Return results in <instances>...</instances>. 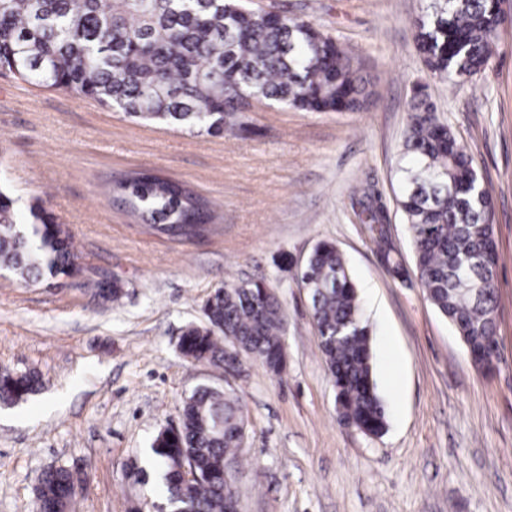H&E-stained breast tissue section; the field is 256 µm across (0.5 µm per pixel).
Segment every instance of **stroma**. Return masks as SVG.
<instances>
[{
	"instance_id": "1",
	"label": "stroma",
	"mask_w": 512,
	"mask_h": 512,
	"mask_svg": "<svg viewBox=\"0 0 512 512\" xmlns=\"http://www.w3.org/2000/svg\"><path fill=\"white\" fill-rule=\"evenodd\" d=\"M432 0H260L310 20L349 52L375 96L362 112L252 106L223 135L134 121L98 101L0 70V187L22 222L41 205L70 230L83 269L25 285L0 271V367L38 373L26 401L0 406V512H33L41 473L83 479L75 512H132L157 497L127 478L154 435L179 424L199 384L230 385L249 435L240 512H512V11L490 67L463 84L431 74L413 45ZM423 89L473 156L494 204L499 357L478 370L418 280L381 265L359 202L372 191L388 236L413 267L396 204L407 103ZM150 170L217 201L203 236L172 237L127 218L99 186ZM336 243L371 330L388 414L375 437L341 425L298 274L314 245ZM124 295L104 303L96 281ZM262 281L287 314L279 377L243 358L228 378L183 360V328L228 281Z\"/></svg>"
}]
</instances>
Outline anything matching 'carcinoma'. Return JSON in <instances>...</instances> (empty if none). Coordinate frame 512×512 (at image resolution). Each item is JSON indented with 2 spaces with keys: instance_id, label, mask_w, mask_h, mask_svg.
<instances>
[{
  "instance_id": "cac0c4a2",
  "label": "carcinoma",
  "mask_w": 512,
  "mask_h": 512,
  "mask_svg": "<svg viewBox=\"0 0 512 512\" xmlns=\"http://www.w3.org/2000/svg\"><path fill=\"white\" fill-rule=\"evenodd\" d=\"M240 0H0V68L23 81L65 88L138 121L158 120L213 136L240 126L246 97L307 112H359L371 93L352 58L312 23L243 12ZM502 24L498 0H433L414 24L425 66L457 84L491 64ZM403 185L397 200L409 226L415 270L427 299L482 362L491 356L497 307L492 202L473 157L433 106L416 91L408 108ZM112 200L151 228L192 237L214 217L211 203L179 183L135 174L107 188ZM362 222H387L384 210L360 201ZM17 221L15 200L0 191V269L24 283L69 276L77 255L72 234L46 210ZM382 264L399 266L384 237ZM487 256L481 265L471 258ZM311 293L312 317L336 389L341 424L369 435L387 427L372 374L371 332L355 285L335 243L320 241L300 274ZM205 323L185 328L179 355L224 368V339L235 336L272 375L280 358L286 313L262 281H230L204 305ZM36 374L0 368V405L36 392ZM180 425L160 432L151 467L172 512H229L236 494L224 464L238 465L245 421L233 392L204 385L183 400ZM191 469L194 478L185 477ZM76 478L45 471L35 488L38 512H72Z\"/></svg>"
}]
</instances>
